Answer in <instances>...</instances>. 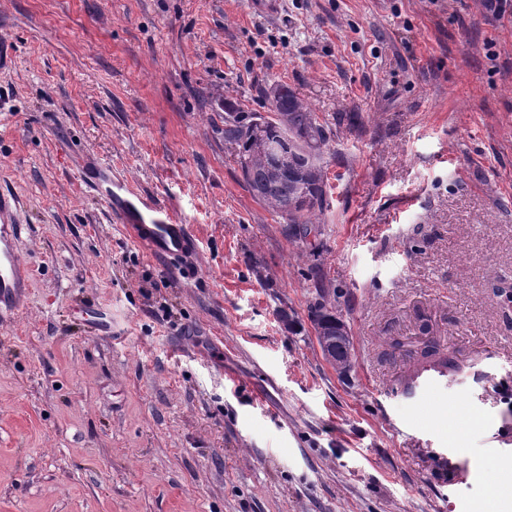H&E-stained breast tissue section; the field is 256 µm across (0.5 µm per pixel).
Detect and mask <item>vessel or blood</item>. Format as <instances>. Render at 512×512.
<instances>
[{
	"label": "vessel or blood",
	"mask_w": 512,
	"mask_h": 512,
	"mask_svg": "<svg viewBox=\"0 0 512 512\" xmlns=\"http://www.w3.org/2000/svg\"><path fill=\"white\" fill-rule=\"evenodd\" d=\"M87 186L107 200L117 222L124 224L131 238L149 252L172 262L195 250L189 225L177 223L169 209L155 198L113 177L108 166L95 163ZM19 210L20 203L14 195L0 193V322L5 324L20 311L31 279L20 250ZM447 383V371L433 364L408 372L405 395L419 426L447 415L448 400L443 395Z\"/></svg>",
	"instance_id": "obj_1"
}]
</instances>
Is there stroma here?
I'll return each mask as SVG.
<instances>
[{
	"instance_id": "1",
	"label": "stroma",
	"mask_w": 512,
	"mask_h": 512,
	"mask_svg": "<svg viewBox=\"0 0 512 512\" xmlns=\"http://www.w3.org/2000/svg\"><path fill=\"white\" fill-rule=\"evenodd\" d=\"M0 191L31 269L0 326V512H512V15L482 0H0ZM288 84L331 120L307 237L224 115ZM100 158L196 237L167 263ZM336 292L353 369L309 319ZM112 318L104 335L94 324ZM475 426L412 430L424 336ZM317 341L326 361L336 369L340 376L347 377L353 368L352 359L351 357L344 359L337 356L340 346L351 343V337L344 321H339L336 324V329H323Z\"/></svg>"
}]
</instances>
